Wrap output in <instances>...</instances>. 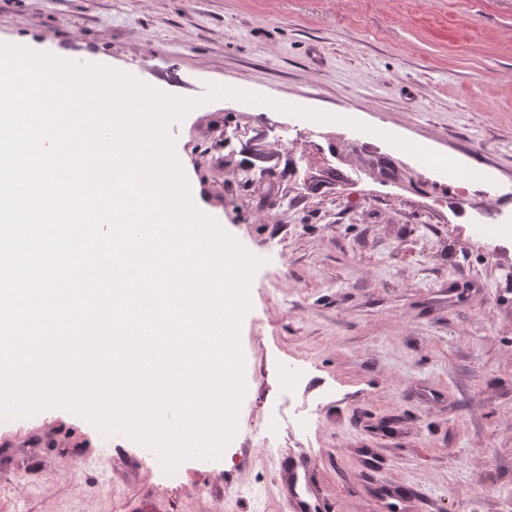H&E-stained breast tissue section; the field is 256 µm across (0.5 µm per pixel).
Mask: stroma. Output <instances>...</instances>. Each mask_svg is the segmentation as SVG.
I'll list each match as a JSON object with an SVG mask.
<instances>
[{"label":"stroma","instance_id":"35a3bbf8","mask_svg":"<svg viewBox=\"0 0 512 512\" xmlns=\"http://www.w3.org/2000/svg\"><path fill=\"white\" fill-rule=\"evenodd\" d=\"M0 43L200 99L169 127L191 195L263 260L239 335L243 428L210 468L159 481L138 443L103 448L86 419L44 409L0 419V512L20 492L28 512H287L262 435L312 458L338 512H387L398 484L419 492L406 512H506L512 242L475 228L512 188V0H0ZM212 84L334 119L298 131L205 101ZM389 133L485 178L460 188ZM288 387L307 430L271 413Z\"/></svg>","mask_w":512,"mask_h":512}]
</instances>
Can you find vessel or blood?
<instances>
[{
  "label": "vessel or blood",
  "mask_w": 512,
  "mask_h": 512,
  "mask_svg": "<svg viewBox=\"0 0 512 512\" xmlns=\"http://www.w3.org/2000/svg\"><path fill=\"white\" fill-rule=\"evenodd\" d=\"M281 492L290 512H336L334 503L320 499L312 489L313 465L307 456L282 451L278 454Z\"/></svg>",
  "instance_id": "obj_1"
}]
</instances>
